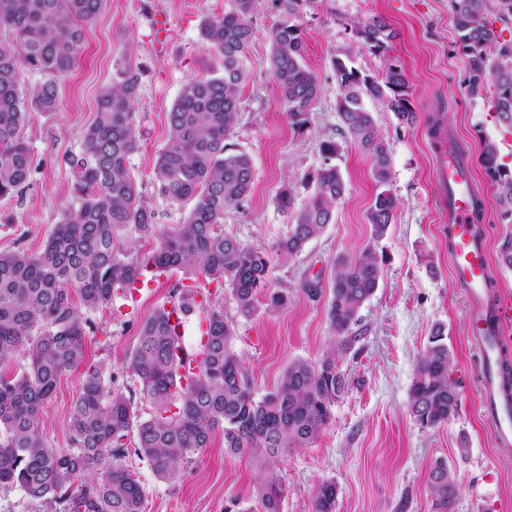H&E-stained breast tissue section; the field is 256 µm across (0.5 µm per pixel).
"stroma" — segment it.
I'll return each instance as SVG.
<instances>
[{
	"instance_id": "35a3bbf8",
	"label": "stroma",
	"mask_w": 512,
	"mask_h": 512,
	"mask_svg": "<svg viewBox=\"0 0 512 512\" xmlns=\"http://www.w3.org/2000/svg\"><path fill=\"white\" fill-rule=\"evenodd\" d=\"M228 5V0H103L98 18L86 29L82 56L57 82L58 110L32 113L24 129L32 174L21 195L0 200V252H40L64 212L75 206V177L67 159L81 150L100 90L124 70L139 79V148L130 157V171L160 228L186 221L192 202L173 203L159 196L153 168L168 144L167 115L183 85L221 67L220 56L204 47L201 26ZM376 15L397 32L390 54L404 68L415 118L405 122L381 102H366L390 145V189L397 207L377 245L383 258L379 286L359 312L351 348L338 353L349 387L315 440L272 465L285 489L281 512H312L315 490L325 480L337 485L336 512H435L428 476L440 461L455 476V512H512V447L495 446L481 416V382L465 327L467 299L450 279L444 216L436 204L437 155L430 122L440 120L464 147L474 181L486 193L485 230L492 254L512 235V223L501 218L504 206L484 169L481 149L484 141L495 143L499 163L511 172L512 129L499 123L491 93L474 97L468 92L467 58L454 28L453 0H316L306 8L304 63L316 74L320 93L301 132L291 128L271 74L269 31L277 16L269 0H255L254 37L244 60L248 78L240 88L242 110L230 139L251 157L253 184L243 207L225 212L224 231L243 244L272 247L291 229L289 215L279 206L281 190L303 204L327 161L339 168L346 185L334 207V222L299 256L273 260L271 280L274 287L287 289V306L270 310L261 303L254 316L245 318L229 284L187 272L169 274L145 283L135 308H125L117 298L87 312L85 357L103 366L113 391L134 389L125 366L137 345L139 325L169 301L176 287L205 293L198 316L219 306L234 322L233 348L257 395L272 389L291 361L314 362L337 348L328 320L329 284L337 259L359 254L370 237L366 214L376 187L370 158L341 128L332 61L347 56L364 74L383 72L384 59L362 48L354 34L356 25ZM161 17L168 21L163 33L155 28ZM327 141L337 147L330 158L322 151ZM316 277L323 290L312 297L303 284ZM439 325L453 356L460 406L448 423L423 429L409 414V390L417 362ZM79 386V372L67 374L40 411V431L53 448L69 446L71 406ZM125 464L144 488L145 512H261L253 495L260 464L226 454L223 438H216L173 482L157 478L148 462L136 456ZM403 500L408 506L402 511L398 505Z\"/></svg>"
}]
</instances>
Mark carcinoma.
<instances>
[{"label":"carcinoma","instance_id":"cac0c4a2","mask_svg":"<svg viewBox=\"0 0 512 512\" xmlns=\"http://www.w3.org/2000/svg\"><path fill=\"white\" fill-rule=\"evenodd\" d=\"M103 0H0V199L27 186L31 153L24 128L33 112L59 109L57 80L80 57L85 28L98 17ZM220 17L203 22L207 49L222 59L223 72L194 78L182 88L168 112L170 138L154 167L158 195L172 202L194 200L187 221L160 232L155 213L141 202L129 157L137 150L135 104L138 77L121 80L99 95L95 119L84 129L82 147L68 159L74 170L77 206L55 225L43 249L0 252V367L18 357L28 371L0 373V488L20 487L33 502L55 512H143L144 490L121 466L133 453L146 459L160 479L173 481L194 463L217 435L233 455L268 464L292 448L312 442L332 418V407L348 379L337 363L336 348L315 362L288 364L273 390L256 397L251 376L233 349L235 330L214 308L205 317L204 352L199 373L187 385L178 368L187 353L165 306L142 322L126 368L140 384L141 398L153 415L134 421L131 399L112 391L103 366L87 365L71 408V447H48L39 430L41 407L58 383L84 359L85 319L72 295L88 310L112 304L143 271H188L229 284L239 314L250 317L258 296L269 309L288 303V290L271 287L266 248L247 246L224 234V211L239 209L252 188V159L228 143L241 112L239 89L247 78L244 59L253 36L254 0H229ZM489 0H454V26L468 56V91L481 95L494 87L498 121L512 129V42L500 43L488 19ZM313 0H270L278 21L270 30L272 76L291 126L301 132L319 97L316 75L304 64L301 16ZM362 46L385 56L397 37L374 16L355 29ZM340 95L336 112L345 133L372 160L377 192L367 211L370 237L362 251L341 259L332 281L328 320L332 333L349 344L358 313L379 286L377 243L385 237L396 210L390 189L391 158L365 99L384 104L398 118L414 119L403 67L389 62L381 77L363 75L349 61H332ZM47 79L31 93L21 89L23 70ZM326 163L314 176L315 189L299 208L288 189L279 205L292 227L273 249L282 260L299 255L333 221L336 201L345 193L339 169L329 160L336 144L323 145ZM494 143H483L485 171L500 188L512 220V174L497 163ZM159 238L142 259L125 256L117 233ZM452 356L438 331L419 359L410 388L409 411L423 428L438 427L456 416L459 397L451 373ZM178 406V411L171 410ZM137 428L134 448L126 446ZM428 488L435 512H454L456 485L448 465L431 469ZM263 512H281L283 489L268 476L256 487ZM337 486L321 482L312 512H335Z\"/></svg>","mask_w":512,"mask_h":512}]
</instances>
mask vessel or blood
<instances>
[{
    "label": "vessel or blood",
    "instance_id": "b4317fda",
    "mask_svg": "<svg viewBox=\"0 0 512 512\" xmlns=\"http://www.w3.org/2000/svg\"><path fill=\"white\" fill-rule=\"evenodd\" d=\"M442 210L448 215V257L451 278L465 289L468 309L466 330L478 357L482 388L480 407L496 444L512 443V404L498 389V369L512 362V336L504 335L512 324V301L490 296L491 264L487 245L476 229V188L465 158L441 155L434 172Z\"/></svg>",
    "mask_w": 512,
    "mask_h": 512
}]
</instances>
